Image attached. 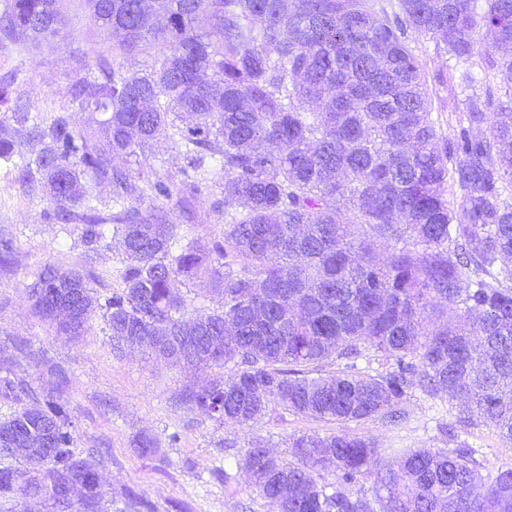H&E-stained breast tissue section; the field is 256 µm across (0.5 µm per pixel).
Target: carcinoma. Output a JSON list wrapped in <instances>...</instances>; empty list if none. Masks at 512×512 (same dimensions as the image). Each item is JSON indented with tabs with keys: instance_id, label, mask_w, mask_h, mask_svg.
<instances>
[{
	"instance_id": "obj_1",
	"label": "carcinoma",
	"mask_w": 512,
	"mask_h": 512,
	"mask_svg": "<svg viewBox=\"0 0 512 512\" xmlns=\"http://www.w3.org/2000/svg\"><path fill=\"white\" fill-rule=\"evenodd\" d=\"M63 0H0V44L60 33ZM112 31V57L71 95L107 118L78 128L66 112L0 138L41 148L17 165L40 180L56 219L97 245L122 247V287L101 299L76 270L48 269L28 296L56 332L78 336L96 314L113 348L231 373L185 395L217 422L249 426L271 405L340 424L407 419V390L448 399V438L489 426L512 441V107L490 86L466 95L447 149L417 34L468 61L480 31L512 99V0H84ZM193 120L176 124L182 114ZM178 137L189 167L222 181L224 232L179 243L178 225L134 205L133 170L114 160ZM115 212L104 217L96 189ZM208 278L222 309L187 313L173 292ZM194 336L199 348L164 345ZM328 376H311L323 362ZM0 397L32 400L0 421V498L81 489L75 512H102L97 472L73 449L68 402L23 382ZM290 459L263 445L239 459L274 512H512V467L482 475L476 450L406 448L391 464L372 439L341 429L292 438ZM333 481H326L327 476ZM373 480L371 491L364 483Z\"/></svg>"
}]
</instances>
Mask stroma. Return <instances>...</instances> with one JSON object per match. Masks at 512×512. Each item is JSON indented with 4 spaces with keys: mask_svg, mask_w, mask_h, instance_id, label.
Listing matches in <instances>:
<instances>
[{
    "mask_svg": "<svg viewBox=\"0 0 512 512\" xmlns=\"http://www.w3.org/2000/svg\"><path fill=\"white\" fill-rule=\"evenodd\" d=\"M63 8L68 23L58 35L0 47V79L11 82L9 100L0 105L6 118L31 112L47 120L68 112L76 126L91 123V114L73 101L71 86L98 63L111 61L112 40L92 25L83 0H63ZM411 45L428 85L432 117L447 125L465 109L459 76L476 64L437 52L425 37H413ZM124 163L143 174L137 182L141 210H165L190 238L221 236L224 212L214 206L222 196L216 179H200L189 219L174 201L155 196L148 187L162 181L178 188L185 181L187 161L177 139L161 141ZM0 239L12 243L7 261L0 262V354L8 360L11 378L42 395L58 391L52 368L66 372L68 383L61 391L70 405L75 452L98 472L109 497L105 512H136L140 501L149 504V512H270L236 465L245 449L260 442L284 456L290 437L338 430L334 421L279 406L251 426H219L182 396L223 377L224 368L190 369L146 348L113 352L110 330L98 316L81 335H56L33 311L28 286L45 269H75L89 276L97 294L108 295L120 285L121 250L115 241L90 249L76 225L54 220L44 186L28 187L2 168ZM406 408L408 419L398 427L377 421L352 423L348 430L382 448L447 447V403L415 387L407 394ZM139 434L159 440L157 454L137 453L133 439ZM468 442L480 449L485 470L512 466V442L492 429L475 428Z\"/></svg>",
    "mask_w": 512,
    "mask_h": 512,
    "instance_id": "35a3bbf8",
    "label": "stroma"
}]
</instances>
